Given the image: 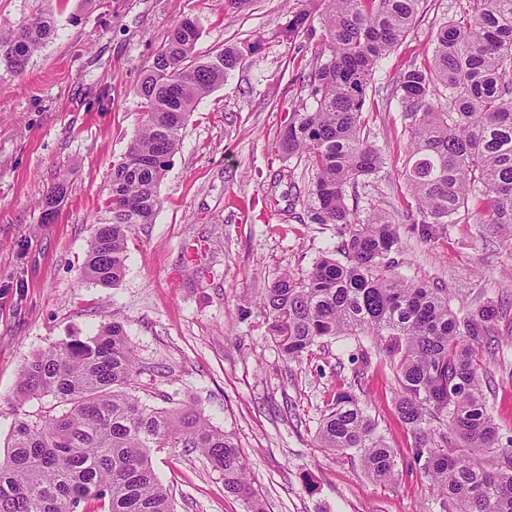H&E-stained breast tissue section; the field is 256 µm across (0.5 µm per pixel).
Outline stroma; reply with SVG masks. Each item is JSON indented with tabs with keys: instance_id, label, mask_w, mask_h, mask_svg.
<instances>
[{
	"instance_id": "1",
	"label": "stroma",
	"mask_w": 512,
	"mask_h": 512,
	"mask_svg": "<svg viewBox=\"0 0 512 512\" xmlns=\"http://www.w3.org/2000/svg\"><path fill=\"white\" fill-rule=\"evenodd\" d=\"M306 0H0V24L52 15L55 35L23 74L0 61V448L17 419L49 411L51 398L18 402L19 373L35 353L120 321L136 354L138 395L152 407L193 405L232 434L265 512H440L415 461V436L396 410L387 368L354 379L352 347L325 340L285 361L258 301L282 272L305 275L338 244L335 225L307 218L312 175L284 157L280 130L310 106L303 78L320 37L281 34ZM475 0H424L407 37L384 58L368 91L363 130L382 152L377 172L350 189L349 206L387 212L400 236L398 274L448 291L454 310L481 297L504 315L503 352L483 354L488 405L512 437V227L496 232L466 215L456 224H411L416 202L405 168L411 131L386 89L427 63L439 25ZM192 19L204 59L259 42L222 84L200 98L159 186L154 223L127 242L122 280L82 277L106 215L112 166L138 130L134 92L174 24ZM63 186L52 223L42 202ZM359 398L394 450L397 476L368 477L358 459L318 447L316 430L338 397ZM154 469L176 512H246L200 451L161 448Z\"/></svg>"
}]
</instances>
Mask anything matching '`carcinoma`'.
<instances>
[{
  "mask_svg": "<svg viewBox=\"0 0 512 512\" xmlns=\"http://www.w3.org/2000/svg\"><path fill=\"white\" fill-rule=\"evenodd\" d=\"M320 13L289 18L283 35H314L324 61L305 76L312 106L288 115L282 154L314 171L312 224L339 227L341 242L302 278L285 272L261 297L278 351L297 361L325 338L355 342L357 371L373 359L389 367L396 409L416 434L414 455L439 493L440 512H512V439L502 444L479 375L482 349H498L496 312L479 303L455 312L448 289L393 273L398 236L388 213L349 208L347 188L376 172L380 150L362 134L366 91L379 62L409 34L423 0H321ZM55 32L39 15L0 25V58L17 74ZM200 31L185 18L172 29L135 88L144 117L113 166L107 217L90 241L84 276L105 286L125 273L126 244L161 207L158 188L195 102L224 82L257 43L195 57ZM409 119L413 147L405 170L421 224L512 226V0H479L474 13L448 21L432 39L431 59L392 83ZM60 188L42 221L54 219ZM135 357L119 322L103 324L34 355L16 397H51L57 415L15 422L0 458V512H174L170 489L152 462L156 448H194L224 475V490L247 512H264L234 439L192 407L154 408L133 388ZM316 440L352 451L368 476L395 477L396 456L357 399L343 396L319 423Z\"/></svg>",
  "mask_w": 512,
  "mask_h": 512,
  "instance_id": "cac0c4a2",
  "label": "carcinoma"
}]
</instances>
